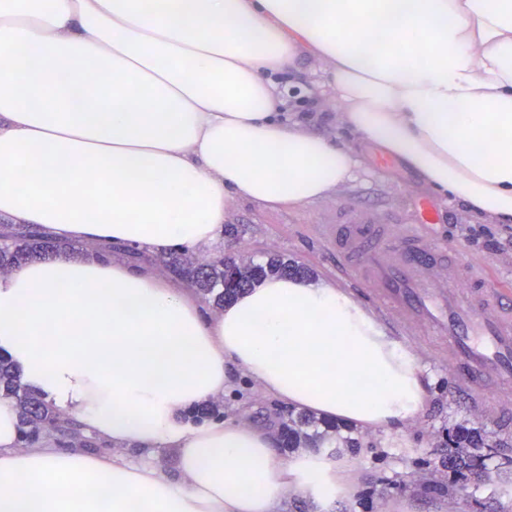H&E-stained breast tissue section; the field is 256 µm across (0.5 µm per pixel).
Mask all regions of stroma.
Wrapping results in <instances>:
<instances>
[{"label":"stroma","instance_id":"obj_1","mask_svg":"<svg viewBox=\"0 0 512 512\" xmlns=\"http://www.w3.org/2000/svg\"><path fill=\"white\" fill-rule=\"evenodd\" d=\"M360 154L362 163L350 181L308 205L271 210L232 197L213 255L234 258L244 248L261 262L271 256L290 260L305 269L308 280L342 288L360 303L359 283L341 271L320 227L367 215L379 224L419 225L431 239L453 247L461 260L484 266L492 286L512 288V224L482 225L463 205L437 197L395 161L368 147ZM408 349L429 382L426 409L414 424L391 432L340 431L336 451L353 462L356 479L354 499L341 512H385L389 501L409 496L402 481L413 475L447 482L446 443L456 425L485 429L492 439L512 444V419L499 422L481 411L494 405V397L481 406L471 403L449 379L448 360L433 344L412 342ZM276 408L274 399L242 380L224 395L228 418L259 423ZM352 438L360 449L348 447ZM416 503L418 512H512V465L505 464L502 451H489L482 478L465 481L455 501L426 493Z\"/></svg>","mask_w":512,"mask_h":512}]
</instances>
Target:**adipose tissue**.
<instances>
[{"instance_id": "obj_1", "label": "adipose tissue", "mask_w": 512, "mask_h": 512, "mask_svg": "<svg viewBox=\"0 0 512 512\" xmlns=\"http://www.w3.org/2000/svg\"><path fill=\"white\" fill-rule=\"evenodd\" d=\"M303 55L324 67L301 95L335 103L359 144L512 223V0H0V222L199 254L231 195L322 198L361 159L284 120L301 95L282 77ZM0 357L104 445L22 447L0 398V512H335L351 461L185 412L234 372L369 431L413 424L428 401L405 346L342 289L272 276L214 310L93 254L0 277ZM132 446L173 450L176 477Z\"/></svg>"}]
</instances>
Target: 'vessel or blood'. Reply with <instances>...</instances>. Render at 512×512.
I'll return each mask as SVG.
<instances>
[{
	"instance_id": "vessel-or-blood-1",
	"label": "vessel or blood",
	"mask_w": 512,
	"mask_h": 512,
	"mask_svg": "<svg viewBox=\"0 0 512 512\" xmlns=\"http://www.w3.org/2000/svg\"><path fill=\"white\" fill-rule=\"evenodd\" d=\"M326 236L406 335L440 343L464 384L482 395L512 379V292L413 224H330Z\"/></svg>"
}]
</instances>
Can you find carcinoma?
<instances>
[{"instance_id":"obj_1","label":"carcinoma","mask_w":512,"mask_h":512,"mask_svg":"<svg viewBox=\"0 0 512 512\" xmlns=\"http://www.w3.org/2000/svg\"><path fill=\"white\" fill-rule=\"evenodd\" d=\"M71 250V246L53 239L48 234L34 229L15 228L3 225L0 232V274L22 264L61 256ZM231 264L241 273L240 287L224 291V266ZM166 265L177 270L189 280L204 298L213 299L216 307L230 301L244 290L258 284L270 275H298V266L280 258L271 257L259 263L247 254L238 260L224 262L218 257L199 258L187 251H173L168 254ZM0 395L16 399L22 425V447L39 443L48 432L45 424L55 421L59 414L35 391L26 387L8 362L0 358ZM224 418V401H209L190 412L189 419L202 424ZM271 423L290 448H306L318 439L336 432V426L324 424L325 433H309L317 428L319 421L314 416L287 410L275 414ZM486 445L481 431L459 425L448 432V470L464 480L483 468L484 455L479 450Z\"/></svg>"}]
</instances>
